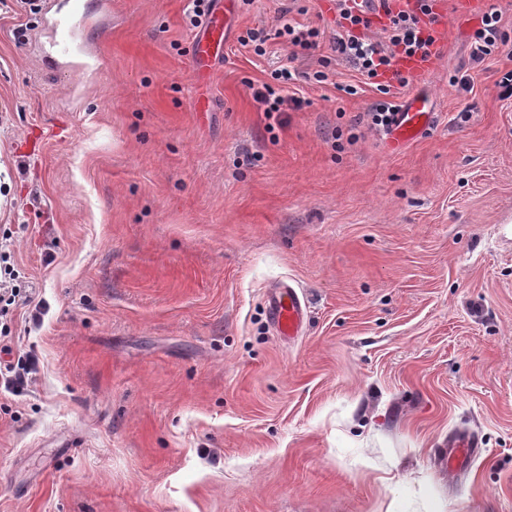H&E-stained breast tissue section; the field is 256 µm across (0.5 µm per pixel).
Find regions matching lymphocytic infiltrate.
<instances>
[{
	"label": "lymphocytic infiltrate",
	"instance_id": "f902f5d3",
	"mask_svg": "<svg viewBox=\"0 0 512 512\" xmlns=\"http://www.w3.org/2000/svg\"><path fill=\"white\" fill-rule=\"evenodd\" d=\"M336 11L338 29L331 34L288 22L271 33L263 28L247 30L240 42L260 56L265 55L268 41L275 38L283 39L289 48L309 53L328 46L362 76L376 81L382 98L367 112L366 125L375 131L388 129L401 109L390 96L391 88L406 82L400 63L437 55L435 26L439 16L430 0H336ZM495 55L512 56V37L503 29L501 10L492 5L471 35L469 59L478 66Z\"/></svg>",
	"mask_w": 512,
	"mask_h": 512
}]
</instances>
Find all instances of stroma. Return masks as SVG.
Listing matches in <instances>:
<instances>
[{"label":"stroma","mask_w":512,"mask_h":512,"mask_svg":"<svg viewBox=\"0 0 512 512\" xmlns=\"http://www.w3.org/2000/svg\"><path fill=\"white\" fill-rule=\"evenodd\" d=\"M283 5L240 0L197 69L191 0H107L83 73L0 9V362L34 369L0 388V512H512V60L471 67L477 17L437 0L439 54L395 89L432 126L340 138L380 97L341 95L346 61L285 111L253 99L274 63L319 67L241 45ZM461 430L481 453L452 476ZM267 302L275 328L284 336H298L304 325L306 303L296 289L287 284L274 288ZM478 440L470 434H462L457 437L451 438L448 441V452H445L442 456V463L448 468L449 472H452L460 458H471L478 454Z\"/></svg>","instance_id":"1"}]
</instances>
